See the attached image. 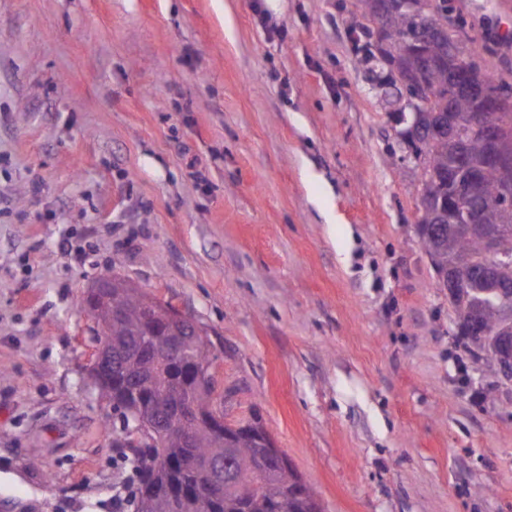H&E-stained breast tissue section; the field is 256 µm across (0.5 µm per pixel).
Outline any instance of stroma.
Segmentation results:
<instances>
[{
  "label": "stroma",
  "mask_w": 512,
  "mask_h": 512,
  "mask_svg": "<svg viewBox=\"0 0 512 512\" xmlns=\"http://www.w3.org/2000/svg\"><path fill=\"white\" fill-rule=\"evenodd\" d=\"M512 83V0H448ZM357 0H0V512H135L83 307L203 326L322 512H512V383L457 347Z\"/></svg>",
  "instance_id": "1"
}]
</instances>
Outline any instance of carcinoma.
Returning <instances> with one entry per match:
<instances>
[{
  "mask_svg": "<svg viewBox=\"0 0 512 512\" xmlns=\"http://www.w3.org/2000/svg\"><path fill=\"white\" fill-rule=\"evenodd\" d=\"M362 22L359 36L365 39L363 63L376 69L377 81L392 80L395 71L406 58L408 45L418 41V16L403 6L404 0H357ZM430 20L438 35L420 42V62L426 69V80L433 99L424 113L420 127H435L437 133L428 139L419 137L418 129L407 130L421 169L418 224L443 223L448 218V175L455 164V155L448 147V112L455 117V133L464 141L471 164L482 169V223L499 226L503 221L502 194L512 189L498 170L484 166L485 127L506 126L512 131V98L504 112L482 113L481 124L472 123L477 109L475 98L459 84L453 58L448 51V39L469 63L478 65L481 51L475 44L448 29V0H428ZM423 247L432 260L436 273L448 266V256L458 252L469 254L476 269H481L488 256L478 237L447 233L438 238L423 239ZM483 283L471 280L460 294L450 299L457 325L473 319V300L484 298L481 322L487 332L481 336L464 337V346L474 363L501 378L497 364L487 349L494 339L499 320L498 308L512 303V287L503 294L482 296ZM150 294L114 290L102 303L98 325L99 338L110 342L112 358L121 367L118 378L107 375L100 387L102 399L123 411L134 405L146 416L165 408L175 397L192 401L202 410L211 408L217 399L209 390L196 388L188 380V372L175 365L162 370L160 362L135 349L145 336L143 309ZM182 341L191 357L199 364L211 365L213 359L203 337L191 332L182 334ZM249 425L243 436L231 432L221 434L203 426L194 434L193 447L187 448L180 436L167 434L162 446L147 444L127 448L121 439L114 447L121 450L126 462L138 477L135 492L137 512H311L317 501L310 486L295 491L300 477L293 468H255L253 462L264 454L263 444L268 435L261 418L239 419ZM189 483L194 489L178 504L151 494L150 485Z\"/></svg>",
  "mask_w": 512,
  "mask_h": 512,
  "instance_id": "cac0c4a2",
  "label": "carcinoma"
}]
</instances>
